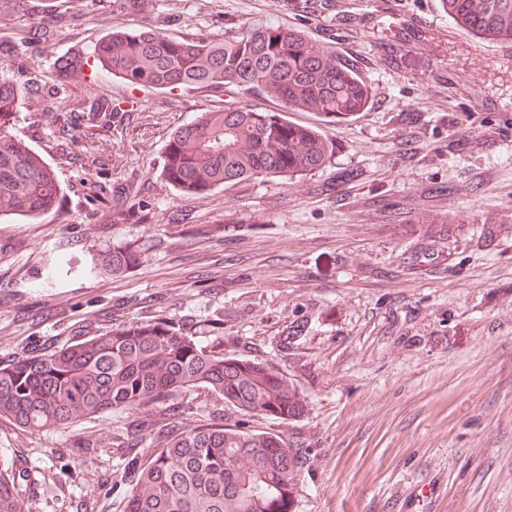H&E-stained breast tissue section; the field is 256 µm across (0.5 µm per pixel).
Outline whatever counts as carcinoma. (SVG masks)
I'll return each mask as SVG.
<instances>
[{"label": "carcinoma", "mask_w": 512, "mask_h": 512, "mask_svg": "<svg viewBox=\"0 0 512 512\" xmlns=\"http://www.w3.org/2000/svg\"><path fill=\"white\" fill-rule=\"evenodd\" d=\"M454 26L489 43H512V0H442ZM38 27L0 35V59L16 57ZM404 33L390 43L389 64L406 62ZM92 69L161 90L236 88L244 96L271 97L285 111L313 112L336 120L362 111L370 87L328 45L303 33L258 25L224 39L184 40L161 31L128 32L112 25L66 78L81 81ZM21 74H0V220H35L59 202L50 168L9 130L19 105ZM71 110L92 130L112 126V99L80 96ZM333 146L319 132L246 101L202 113L169 139L165 180L187 195L226 183L264 177L296 178L325 167ZM112 271L123 272L137 254L112 247ZM204 390L242 415L282 422L302 415L294 384L278 369L216 354L194 337L161 322H140L37 356L18 354L0 364V421L29 431L64 430L77 415L138 411L153 403ZM142 455L122 459L127 485L123 512H296L302 446L284 436L226 426L207 418L194 427L175 419L140 422ZM163 440V447L153 446ZM13 449L0 448V512H18L20 482Z\"/></svg>", "instance_id": "cac0c4a2"}]
</instances>
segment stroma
<instances>
[{
    "mask_svg": "<svg viewBox=\"0 0 512 512\" xmlns=\"http://www.w3.org/2000/svg\"><path fill=\"white\" fill-rule=\"evenodd\" d=\"M334 5L355 22L299 15L291 0H113V21L132 32L301 30L372 90L344 120L288 113L333 144L328 167L185 196L161 173L166 144L237 101L234 90L57 79L58 58L89 51L105 28L89 0H18L11 24L48 26L65 8L73 19L11 63L30 73L13 131L61 193L36 221L0 223V362L166 322L293 382L306 404L297 419L250 418L200 390L185 397V421L214 413L303 444L297 512H512V43L473 39L440 0ZM400 30L409 63L396 70L387 43ZM70 94L109 96L121 117L86 151L60 136L80 126ZM406 112L417 129L401 124ZM344 170L361 177L337 184ZM426 186L439 196L420 197ZM404 203L414 208L406 224ZM116 244L139 253L121 274L107 262ZM134 417L114 410L43 432L1 422L0 448L43 468L22 489L24 512H84L85 499L122 512L112 440Z\"/></svg>",
    "mask_w": 512,
    "mask_h": 512,
    "instance_id": "stroma-1",
    "label": "stroma"
}]
</instances>
